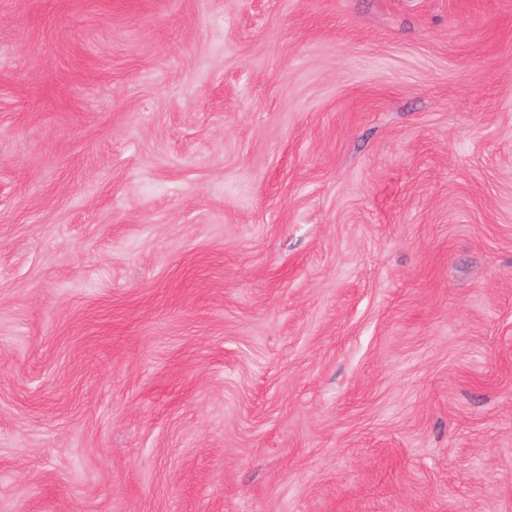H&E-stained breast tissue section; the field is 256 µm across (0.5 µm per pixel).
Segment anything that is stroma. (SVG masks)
I'll list each match as a JSON object with an SVG mask.
<instances>
[{"mask_svg": "<svg viewBox=\"0 0 512 512\" xmlns=\"http://www.w3.org/2000/svg\"><path fill=\"white\" fill-rule=\"evenodd\" d=\"M0 512H512V0H0Z\"/></svg>", "mask_w": 512, "mask_h": 512, "instance_id": "stroma-1", "label": "stroma"}]
</instances>
